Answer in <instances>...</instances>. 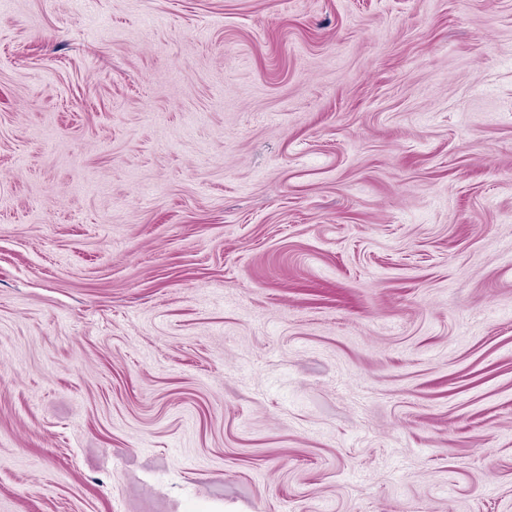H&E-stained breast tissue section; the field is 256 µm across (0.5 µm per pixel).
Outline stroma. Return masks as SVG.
Masks as SVG:
<instances>
[{"label":"stroma","mask_w":512,"mask_h":512,"mask_svg":"<svg viewBox=\"0 0 512 512\" xmlns=\"http://www.w3.org/2000/svg\"><path fill=\"white\" fill-rule=\"evenodd\" d=\"M0 512H512V0H0Z\"/></svg>","instance_id":"35a3bbf8"}]
</instances>
